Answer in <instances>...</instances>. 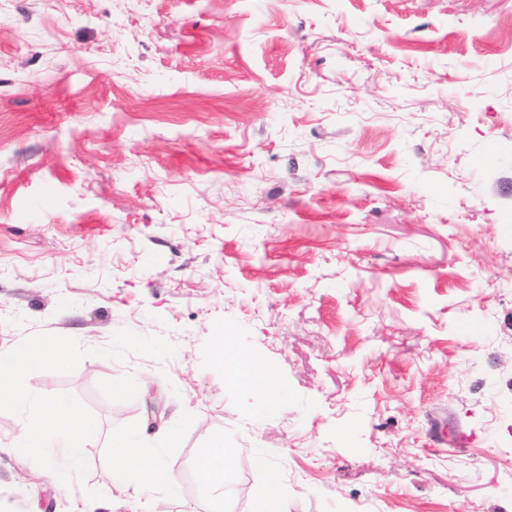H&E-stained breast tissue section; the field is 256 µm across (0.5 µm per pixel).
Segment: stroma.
<instances>
[{"label":"stroma","instance_id":"obj_1","mask_svg":"<svg viewBox=\"0 0 512 512\" xmlns=\"http://www.w3.org/2000/svg\"><path fill=\"white\" fill-rule=\"evenodd\" d=\"M37 332L99 435L66 486L0 415V512H143L108 438L170 425L165 512L218 433L233 512L259 454L288 512H512V0H0V348ZM215 356L218 367L224 368L225 364L229 380L246 392L256 396H269L277 391L279 381L266 362L233 349L223 334L216 336ZM259 361L265 365L262 374L256 371Z\"/></svg>","mask_w":512,"mask_h":512}]
</instances>
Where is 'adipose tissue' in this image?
<instances>
[{"mask_svg": "<svg viewBox=\"0 0 512 512\" xmlns=\"http://www.w3.org/2000/svg\"><path fill=\"white\" fill-rule=\"evenodd\" d=\"M215 356L217 366L226 367L229 380L246 392L268 396L277 391L279 381L276 374L269 369L257 372V357L233 349L224 337L216 339ZM109 446L114 450V472L121 478L135 476L141 495L150 497L159 489L175 493L177 481L161 455H146L125 431L111 433ZM198 471L206 489L217 502L239 496V488L230 483L231 470L224 455L223 436L218 435L211 440L198 460Z\"/></svg>", "mask_w": 512, "mask_h": 512, "instance_id": "adipose-tissue-1", "label": "adipose tissue"}]
</instances>
